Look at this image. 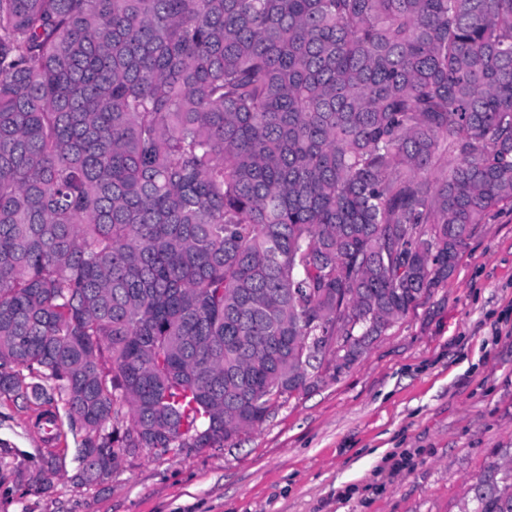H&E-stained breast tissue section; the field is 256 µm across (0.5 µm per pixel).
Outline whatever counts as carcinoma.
Masks as SVG:
<instances>
[{
    "label": "carcinoma",
    "instance_id": "obj_1",
    "mask_svg": "<svg viewBox=\"0 0 512 512\" xmlns=\"http://www.w3.org/2000/svg\"><path fill=\"white\" fill-rule=\"evenodd\" d=\"M501 204L512 0H0V397L83 484L337 378Z\"/></svg>",
    "mask_w": 512,
    "mask_h": 512
}]
</instances>
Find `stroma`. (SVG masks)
<instances>
[{
	"label": "stroma",
	"instance_id": "obj_1",
	"mask_svg": "<svg viewBox=\"0 0 512 512\" xmlns=\"http://www.w3.org/2000/svg\"><path fill=\"white\" fill-rule=\"evenodd\" d=\"M37 414L0 398V512H460L487 463L512 458V206L349 370L224 448L144 453L80 485L82 432L60 408L46 438Z\"/></svg>",
	"mask_w": 512,
	"mask_h": 512
}]
</instances>
